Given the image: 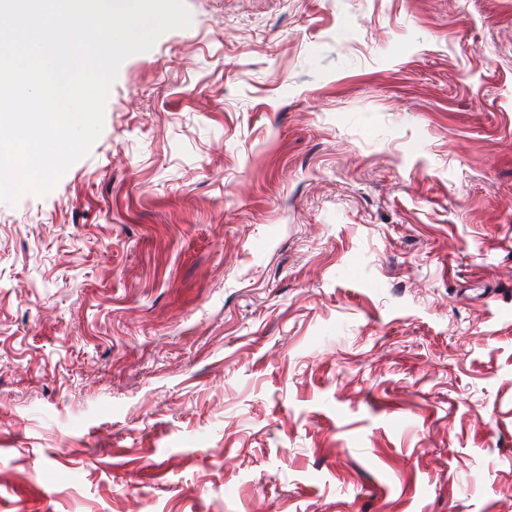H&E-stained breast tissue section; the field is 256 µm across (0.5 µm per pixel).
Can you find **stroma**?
Wrapping results in <instances>:
<instances>
[{"label":"stroma","instance_id":"35a3bbf8","mask_svg":"<svg viewBox=\"0 0 512 512\" xmlns=\"http://www.w3.org/2000/svg\"><path fill=\"white\" fill-rule=\"evenodd\" d=\"M0 203V512H512V0H184Z\"/></svg>","mask_w":512,"mask_h":512}]
</instances>
